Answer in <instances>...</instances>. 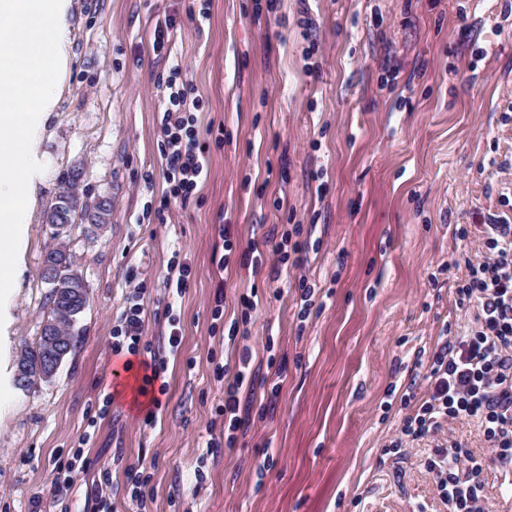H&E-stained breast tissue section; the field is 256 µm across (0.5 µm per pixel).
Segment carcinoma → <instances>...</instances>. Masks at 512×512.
Instances as JSON below:
<instances>
[{
  "label": "carcinoma",
  "instance_id": "cac0c4a2",
  "mask_svg": "<svg viewBox=\"0 0 512 512\" xmlns=\"http://www.w3.org/2000/svg\"><path fill=\"white\" fill-rule=\"evenodd\" d=\"M83 202L81 198H71L69 204H62L61 196H56L50 201L46 207L47 223L54 228L53 239L56 243L48 248L43 255V258H51L56 256L64 258L66 262L63 277L55 284L49 286L47 301L49 311L46 317L43 318L45 322L55 321L58 318L71 314L73 315V322L67 325L69 336V345L76 347L79 341V331L76 329V320L78 315L74 314V310L79 308V305H70V300L74 297V289L86 285L82 274L78 270L71 253L65 250L63 244L59 243V238L66 236L68 229L75 223L77 219L83 217ZM42 354V340H37L34 345L24 346L20 354L17 356L16 368H27L26 374L23 377H15V385L20 389H27L35 382L44 380L40 370L37 368V357Z\"/></svg>",
  "mask_w": 512,
  "mask_h": 512
}]
</instances>
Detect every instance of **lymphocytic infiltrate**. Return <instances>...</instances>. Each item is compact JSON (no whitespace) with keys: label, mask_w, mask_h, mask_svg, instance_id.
I'll list each match as a JSON object with an SVG mask.
<instances>
[{"label":"lymphocytic infiltrate","mask_w":512,"mask_h":512,"mask_svg":"<svg viewBox=\"0 0 512 512\" xmlns=\"http://www.w3.org/2000/svg\"><path fill=\"white\" fill-rule=\"evenodd\" d=\"M183 64L174 61L166 85L160 123L163 178L168 198L186 201L209 174V158L200 146V132L182 81ZM484 252L467 260V277L457 290V303L478 313L464 336L436 349L428 368L429 397L404 418L392 448L402 449L427 436L442 418L478 419L490 449L489 458L464 455L460 445L436 449L426 461L448 503L449 512H480L484 493L482 473L494 462L512 486V225L489 224ZM144 307L130 303L112 336L113 352L138 357L143 380H160L164 361L141 357ZM232 381L224 387V424L235 434L244 424L240 392L252 386L249 353H242Z\"/></svg>","instance_id":"lymphocytic-infiltrate-1"}]
</instances>
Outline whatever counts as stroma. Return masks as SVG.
<instances>
[{"mask_svg":"<svg viewBox=\"0 0 512 512\" xmlns=\"http://www.w3.org/2000/svg\"><path fill=\"white\" fill-rule=\"evenodd\" d=\"M201 8L206 20L189 19ZM171 16L169 50L154 53ZM69 42L0 361L34 344L48 312L45 210L66 171L83 166L112 215L66 238L90 293L76 349L52 380L0 400V512H448L426 453L459 440L488 456L475 422L383 448L427 394L435 349L472 319L456 305L466 257L482 252L485 225L512 222V0H75ZM176 58L210 171L170 206L159 127ZM225 227L269 255L289 232L298 261L274 279L220 266ZM180 246L193 280L173 302L164 277ZM138 287L143 340L167 361L150 425L142 369L110 349ZM245 349L248 422L207 451L224 428L219 368ZM76 454L84 470L55 491ZM138 461L140 502L121 487Z\"/></svg>","mask_w":512,"mask_h":512,"instance_id":"35a3bbf8","label":"stroma"}]
</instances>
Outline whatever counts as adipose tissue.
I'll return each mask as SVG.
<instances>
[{"label":"adipose tissue","mask_w":512,"mask_h":512,"mask_svg":"<svg viewBox=\"0 0 512 512\" xmlns=\"http://www.w3.org/2000/svg\"><path fill=\"white\" fill-rule=\"evenodd\" d=\"M72 0H0V321L21 273L35 192L43 178L42 132L66 80ZM50 22L48 35L22 36L27 21Z\"/></svg>","instance_id":"obj_1"}]
</instances>
